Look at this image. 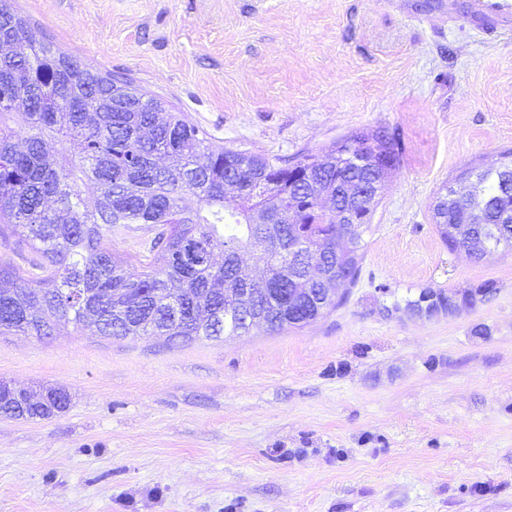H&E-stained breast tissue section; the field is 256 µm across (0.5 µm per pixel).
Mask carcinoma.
<instances>
[{"label": "carcinoma", "mask_w": 512, "mask_h": 512, "mask_svg": "<svg viewBox=\"0 0 512 512\" xmlns=\"http://www.w3.org/2000/svg\"><path fill=\"white\" fill-rule=\"evenodd\" d=\"M15 44L27 54L17 57ZM0 99L7 101L0 107V237L30 244L40 258L35 269L42 270L26 274L0 263V283H10L0 288V336L49 337L71 323L109 338L219 340L236 334L225 331V312L244 305L264 314L268 329H287L293 315L286 302L247 294L252 271L216 262L214 251L253 252L266 239L265 280L304 289L301 275L278 261L282 236L290 244L302 239L316 252L335 247L336 216L314 200L344 194L356 180H384L399 162L395 143L369 134L284 167L250 152L215 149L185 113L145 97L131 78L101 74L52 41L36 40L8 0H0ZM355 143L367 150L369 168L347 163ZM230 173L239 181L232 192L224 188ZM472 177L480 193L447 203L439 196L433 218L449 248L468 240L481 260L474 210L495 242L512 250V236L497 235L498 225H512V151L461 179ZM90 189L100 192L92 210L84 202ZM296 200L302 213L291 223L288 202ZM134 224L161 226L150 243L152 260L137 273L112 250V236ZM363 257L359 240L337 287L356 282ZM337 305L310 301L306 323ZM57 392L49 389L27 406L0 382V414L49 419L69 407L57 404Z\"/></svg>", "instance_id": "obj_1"}]
</instances>
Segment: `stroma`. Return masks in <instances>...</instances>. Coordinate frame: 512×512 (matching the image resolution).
Returning <instances> with one entry per match:
<instances>
[{
	"instance_id": "obj_1",
	"label": "stroma",
	"mask_w": 512,
	"mask_h": 512,
	"mask_svg": "<svg viewBox=\"0 0 512 512\" xmlns=\"http://www.w3.org/2000/svg\"><path fill=\"white\" fill-rule=\"evenodd\" d=\"M9 2L215 147L290 166L364 132L400 157L356 283L303 328L0 336V382L71 398L0 416V512H512V252L450 250L432 219L512 149V0Z\"/></svg>"
}]
</instances>
